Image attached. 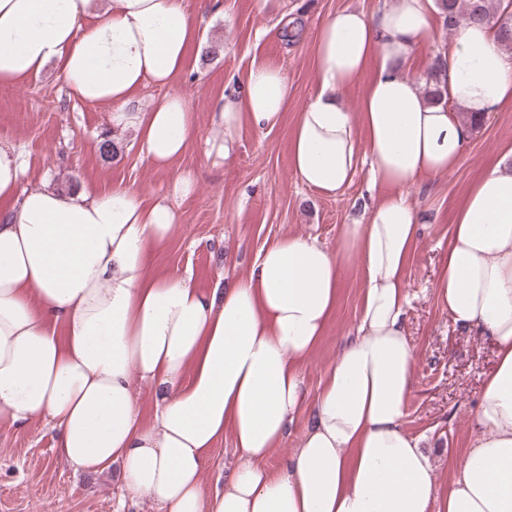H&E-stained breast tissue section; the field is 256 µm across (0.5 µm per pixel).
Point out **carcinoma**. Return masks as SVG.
I'll list each match as a JSON object with an SVG mask.
<instances>
[{"instance_id":"cac0c4a2","label":"carcinoma","mask_w":512,"mask_h":512,"mask_svg":"<svg viewBox=\"0 0 512 512\" xmlns=\"http://www.w3.org/2000/svg\"><path fill=\"white\" fill-rule=\"evenodd\" d=\"M439 16L448 31L462 20L492 22L502 45L512 50V0H437Z\"/></svg>"}]
</instances>
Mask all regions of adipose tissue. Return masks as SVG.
Instances as JSON below:
<instances>
[{"label": "adipose tissue", "instance_id": "adipose-tissue-1", "mask_svg": "<svg viewBox=\"0 0 512 512\" xmlns=\"http://www.w3.org/2000/svg\"><path fill=\"white\" fill-rule=\"evenodd\" d=\"M436 0L346 7L321 25L317 94L290 135L296 179L337 193L369 167L386 187L335 250L317 238L267 242L249 273L209 291L155 273L194 173L146 204L133 193L24 188L28 164L0 144V425L49 419L60 460L122 468L123 491L158 512H512V150L468 190L434 284L442 310L496 345L470 446L447 492L422 437L402 421L414 385L406 267L424 222L414 190L452 170L470 119L512 102V54L495 28L461 23L442 52L445 85L410 77L434 40ZM205 17L188 0H0V84L55 65L76 100L112 109L143 157L167 168L196 140L230 162L237 130L269 131L288 107L286 73L250 69L212 104L201 138L186 95L190 48ZM357 110L341 100L360 78ZM166 88L150 102L146 85ZM357 260V325L326 367L311 422L279 470L265 462L306 397L302 365L336 309L342 268ZM154 391L143 422L134 384ZM231 435L230 477L206 489V453Z\"/></svg>", "mask_w": 512, "mask_h": 512}]
</instances>
